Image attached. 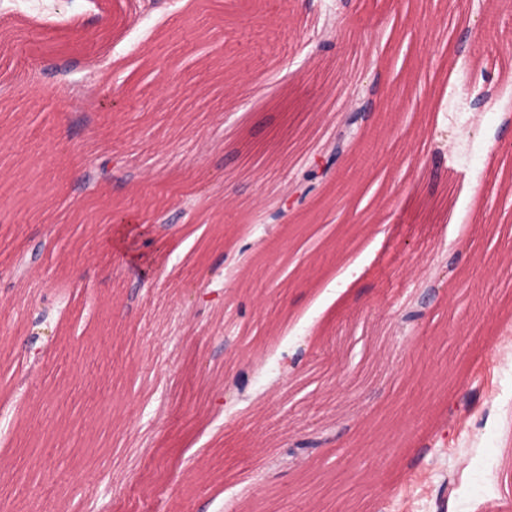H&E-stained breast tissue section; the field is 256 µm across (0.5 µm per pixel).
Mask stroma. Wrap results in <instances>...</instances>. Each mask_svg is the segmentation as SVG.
I'll list each match as a JSON object with an SVG mask.
<instances>
[{"mask_svg":"<svg viewBox=\"0 0 512 512\" xmlns=\"http://www.w3.org/2000/svg\"><path fill=\"white\" fill-rule=\"evenodd\" d=\"M489 2L0 0L27 56L86 62L33 82L0 71L15 86L0 93V375L27 379L21 405L0 391V512H81L103 488L110 512H313L311 473L341 485L331 512H512V208L495 201L512 185V87L479 112L444 87L452 66L502 85L512 34L485 35ZM465 25L477 53L457 51ZM71 79L81 102L55 99ZM375 81L415 134L393 125L368 162L350 151L266 265L228 270L242 228L266 237L255 212ZM105 152L138 174L106 197L134 223L80 217V172ZM198 193L223 213L180 214L175 235L151 223ZM36 194L58 212L30 208ZM45 238L55 249L17 292L7 267ZM429 281L424 319L401 327ZM208 283L226 300L193 304ZM245 366L243 396L214 414L212 380ZM313 429L333 441L287 456Z\"/></svg>","mask_w":512,"mask_h":512,"instance_id":"35a3bbf8","label":"stroma"}]
</instances>
